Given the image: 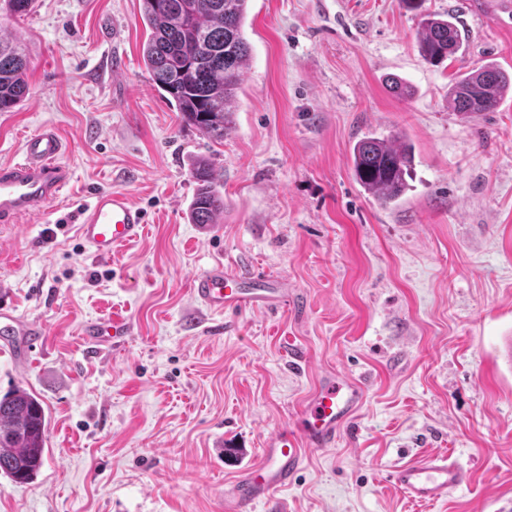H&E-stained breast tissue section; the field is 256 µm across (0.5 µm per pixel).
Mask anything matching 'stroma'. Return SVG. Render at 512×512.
<instances>
[{
    "label": "stroma",
    "instance_id": "1",
    "mask_svg": "<svg viewBox=\"0 0 512 512\" xmlns=\"http://www.w3.org/2000/svg\"><path fill=\"white\" fill-rule=\"evenodd\" d=\"M424 11L462 24L440 67L418 52ZM0 32L30 62L29 95L0 112V164L52 125L71 172L51 211L0 226V396L28 389L47 418L42 467L0 477V512H219L235 464L295 426L328 369L361 381L364 402L257 512H512V94L469 120L448 108L457 74L512 73L511 17L462 0H249L251 60L220 145L153 83L141 0H34L20 18L0 9ZM369 132L402 133L414 155L390 208L353 175ZM198 156L224 188L214 224L189 217ZM105 188L147 224L101 261L61 218ZM218 262L281 280L298 308L212 314L191 280ZM115 311L134 334L96 355L81 330ZM23 323L39 341L10 335ZM429 453L471 481L416 503L389 473Z\"/></svg>",
    "mask_w": 512,
    "mask_h": 512
}]
</instances>
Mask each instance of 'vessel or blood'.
<instances>
[{"label":"vessel or blood","mask_w":512,"mask_h":512,"mask_svg":"<svg viewBox=\"0 0 512 512\" xmlns=\"http://www.w3.org/2000/svg\"><path fill=\"white\" fill-rule=\"evenodd\" d=\"M63 141L54 127L28 136L20 162L0 165V224L41 210L61 198L70 175L60 158ZM145 214L122 190L97 191L79 213L77 233L99 259L111 258L119 247L144 233ZM196 300L221 313L253 307H288L294 300L287 288L261 273H232L215 264L191 282ZM133 333L126 316L84 326L82 338L89 348L122 347ZM364 399L361 385L336 371L323 374L298 412L296 429L271 432L263 441L260 460L235 473L224 491V512H253L288 488L309 449L333 446L341 430L354 419ZM390 479L407 498L417 503L447 500L450 492L467 483L469 474L448 454H424L394 468Z\"/></svg>","instance_id":"1"}]
</instances>
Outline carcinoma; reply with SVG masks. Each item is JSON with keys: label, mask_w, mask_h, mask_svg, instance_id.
<instances>
[{"label": "carcinoma", "mask_w": 512, "mask_h": 512, "mask_svg": "<svg viewBox=\"0 0 512 512\" xmlns=\"http://www.w3.org/2000/svg\"><path fill=\"white\" fill-rule=\"evenodd\" d=\"M150 34L143 60L156 86L166 92L185 122L221 144L231 130L243 70L251 47L245 37L248 0H142ZM418 51L438 66L461 46V31L451 17L423 13ZM26 57L13 39L0 36V112H10L29 95ZM512 91V79L493 64L458 75L448 91V107L465 119L497 109ZM357 182L383 206L409 189L411 148L399 135L365 137L352 148ZM197 191L191 204L194 224H215L224 213V192L213 178L210 158L190 165ZM47 421L43 402L15 388L0 398V476L27 484L43 464Z\"/></svg>", "instance_id": "cac0c4a2"}]
</instances>
